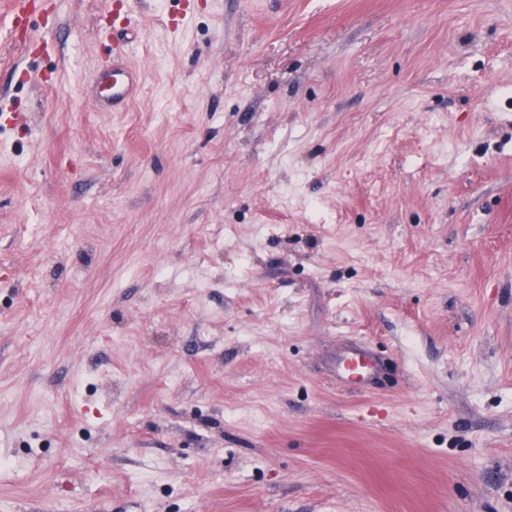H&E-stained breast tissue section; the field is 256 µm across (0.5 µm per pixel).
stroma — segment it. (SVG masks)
I'll return each instance as SVG.
<instances>
[{
  "mask_svg": "<svg viewBox=\"0 0 512 512\" xmlns=\"http://www.w3.org/2000/svg\"><path fill=\"white\" fill-rule=\"evenodd\" d=\"M7 2L0 512H512V0ZM121 52L112 55V63H104L95 76V86L101 90L99 103L103 110H112L119 104L129 101L138 87V74L131 68H122L116 64ZM105 92V94L103 93ZM342 372L351 380L362 381L372 368L369 361L360 354H354L339 361Z\"/></svg>",
  "mask_w": 512,
  "mask_h": 512,
  "instance_id": "stroma-1",
  "label": "stroma"
}]
</instances>
